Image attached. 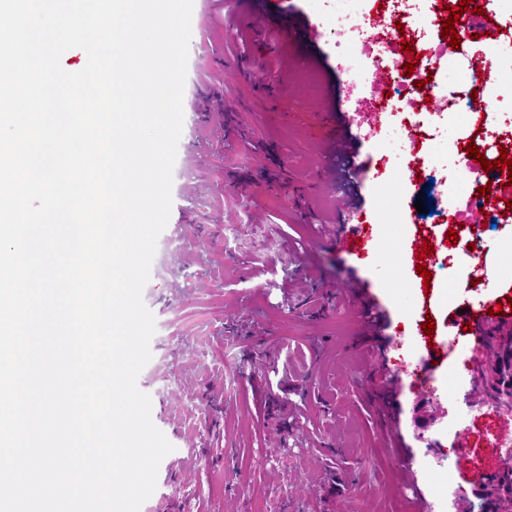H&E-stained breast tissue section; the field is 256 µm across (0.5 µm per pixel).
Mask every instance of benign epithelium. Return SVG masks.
I'll use <instances>...</instances> for the list:
<instances>
[{"label":"benign epithelium","instance_id":"benign-epithelium-1","mask_svg":"<svg viewBox=\"0 0 512 512\" xmlns=\"http://www.w3.org/2000/svg\"><path fill=\"white\" fill-rule=\"evenodd\" d=\"M512 355V327L490 328V336L486 344L485 359L475 372V380L469 405H484L489 401L498 406L512 408V377L508 375L506 358ZM447 411L440 408L426 417L419 418L420 429L418 438L426 441L425 431L441 423ZM487 496L493 499L496 512H512V492L491 486Z\"/></svg>","mask_w":512,"mask_h":512}]
</instances>
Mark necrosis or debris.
Here are the masks:
<instances>
[{"label": "necrosis or debris", "mask_w": 512, "mask_h": 512, "mask_svg": "<svg viewBox=\"0 0 512 512\" xmlns=\"http://www.w3.org/2000/svg\"><path fill=\"white\" fill-rule=\"evenodd\" d=\"M311 10L321 22L337 33L347 35L348 40L340 49L346 62L344 72L349 88L370 86L373 95L365 100L357 111L359 125L365 126L367 137L379 134L373 122L378 98L390 97V112L395 115L387 143L381 145V162L395 169L414 170L425 165L419 132L424 115L447 116L455 134L449 137L445 151L450 160L448 168V212L447 219L458 228V240L448 246L447 291H454L459 273L476 260L472 243L480 242L482 224L474 221V204L479 199V190L492 186L495 199L486 208L484 219L496 223L511 222L512 209L507 208V199L512 198V178L500 174L496 184H489L488 175L481 165L468 157L467 148L457 138V131L476 132L471 104L448 95L438 83L429 81L427 60L446 65L456 81L468 86L477 82L471 68L463 66L456 50L448 38L436 41L422 40L426 29L439 25L447 17L446 0H432L431 10L409 13L405 16L403 29L383 24L377 15L359 8L332 11L324 6L325 0H310ZM415 43L421 63L413 73L404 69L403 40Z\"/></svg>", "instance_id": "necrosis-or-debris-1"}]
</instances>
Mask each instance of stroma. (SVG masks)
I'll return each mask as SVG.
<instances>
[{"instance_id": "obj_1", "label": "stroma", "mask_w": 512, "mask_h": 512, "mask_svg": "<svg viewBox=\"0 0 512 512\" xmlns=\"http://www.w3.org/2000/svg\"><path fill=\"white\" fill-rule=\"evenodd\" d=\"M238 2L193 5L171 213L143 291L152 358L137 379L173 450L140 512H448L456 497L488 512L478 492L502 468L488 448L512 438V411L487 413L468 405V388L448 390L449 373L473 378L483 352L461 343L426 387L413 372L447 344L459 301L512 296V222L486 229L456 299L443 292L446 266L424 280L418 243L445 256L447 201L430 191L432 216L414 202L445 167L379 172L377 142L360 139L370 170L360 206L346 207L330 187L335 32L307 0H267L310 21L299 45ZM395 181L400 194L383 197ZM390 204L412 223L389 251ZM353 224L373 234L358 263L337 244ZM438 406L447 422L419 440L417 416ZM455 421L465 465L451 452ZM401 451L419 478L399 492L389 464Z\"/></svg>"}]
</instances>
